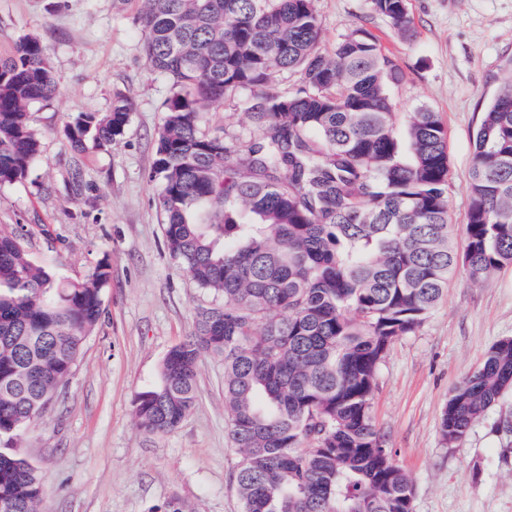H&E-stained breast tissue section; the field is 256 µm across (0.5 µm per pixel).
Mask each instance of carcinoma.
<instances>
[{"instance_id": "obj_1", "label": "carcinoma", "mask_w": 512, "mask_h": 512, "mask_svg": "<svg viewBox=\"0 0 512 512\" xmlns=\"http://www.w3.org/2000/svg\"><path fill=\"white\" fill-rule=\"evenodd\" d=\"M149 66L172 93L157 133L165 244L200 288L223 298L174 345L160 384L141 393L145 431L173 432L195 405L204 353L224 357V412L240 456L243 512H411L412 485L381 441L372 400L391 343L416 333L449 280L477 285L512 265V77L482 112L466 184V245L448 221V134L418 106L396 128L398 60L363 28L322 47L315 0H142ZM401 36L406 0H370ZM294 74L292 93L271 83ZM262 133L201 131L205 112L239 90ZM57 91L30 36L0 57V185L41 155L33 103ZM132 102L79 112L73 150L120 139ZM111 280L35 263L17 230L0 231V504L39 512L43 485L19 451L58 384L75 372ZM512 388V338L455 388L440 436L452 447Z\"/></svg>"}]
</instances>
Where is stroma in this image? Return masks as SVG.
<instances>
[{"mask_svg":"<svg viewBox=\"0 0 512 512\" xmlns=\"http://www.w3.org/2000/svg\"><path fill=\"white\" fill-rule=\"evenodd\" d=\"M323 42L364 27L405 74L394 110L421 103L448 132L449 218L465 239L473 134L512 71V0H408L413 37L396 35L369 0H316ZM139 0H0V56L24 35L44 47L58 86L32 106L41 157L28 177L0 186V229L23 226L32 259L82 280L108 262L102 315L77 370L26 432L41 512H163L171 498L192 512H241L239 455L224 414V360L203 354L198 399L179 427L158 438L134 417L138 395L159 383L167 351L218 299L167 251L161 185L152 179L155 136L170 84L145 59ZM134 103L123 137L75 153L72 115L107 112L115 93ZM249 91L210 108L207 134L252 136ZM512 337V266L478 286L455 276L414 334L393 341L373 396L375 427L409 476L412 512H512V390L454 446L440 415L459 383L498 340Z\"/></svg>","mask_w":512,"mask_h":512,"instance_id":"stroma-1","label":"stroma"}]
</instances>
